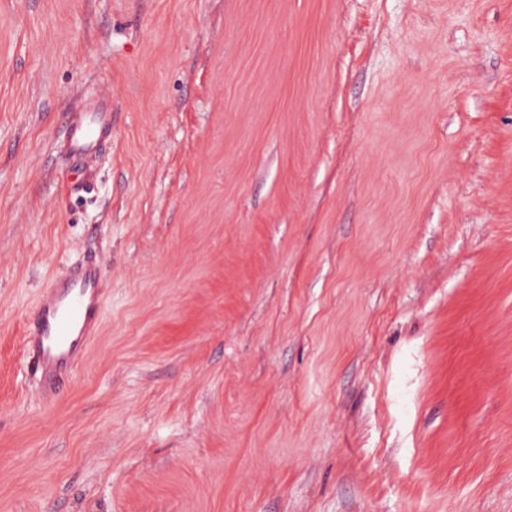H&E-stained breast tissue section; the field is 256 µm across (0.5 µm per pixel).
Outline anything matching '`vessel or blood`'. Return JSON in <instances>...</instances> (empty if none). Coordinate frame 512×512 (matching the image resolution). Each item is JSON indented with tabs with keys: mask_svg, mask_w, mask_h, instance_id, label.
Returning a JSON list of instances; mask_svg holds the SVG:
<instances>
[{
	"mask_svg": "<svg viewBox=\"0 0 512 512\" xmlns=\"http://www.w3.org/2000/svg\"><path fill=\"white\" fill-rule=\"evenodd\" d=\"M112 125V103L98 101L75 114L67 128L65 155L85 173L89 158ZM95 267L81 265L69 277L46 289L25 343L29 357L48 377L73 372L94 338L101 319V297Z\"/></svg>",
	"mask_w": 512,
	"mask_h": 512,
	"instance_id": "b4317fda",
	"label": "vessel or blood"
}]
</instances>
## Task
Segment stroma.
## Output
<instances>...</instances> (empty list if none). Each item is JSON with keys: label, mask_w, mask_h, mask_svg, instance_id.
<instances>
[{"label": "stroma", "mask_w": 512, "mask_h": 512, "mask_svg": "<svg viewBox=\"0 0 512 512\" xmlns=\"http://www.w3.org/2000/svg\"><path fill=\"white\" fill-rule=\"evenodd\" d=\"M0 512H512V0H0ZM112 126V101L100 100L91 109L75 114L67 128L65 156L87 176L93 171L89 158ZM97 270L75 268L64 281L46 288L25 343L29 357L49 378L73 372L94 338L101 319Z\"/></svg>", "instance_id": "1"}]
</instances>
